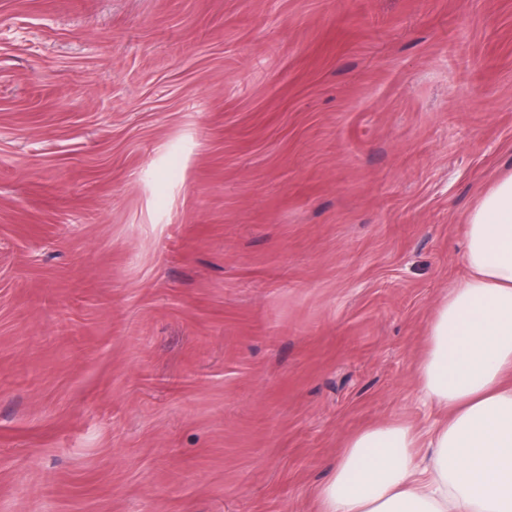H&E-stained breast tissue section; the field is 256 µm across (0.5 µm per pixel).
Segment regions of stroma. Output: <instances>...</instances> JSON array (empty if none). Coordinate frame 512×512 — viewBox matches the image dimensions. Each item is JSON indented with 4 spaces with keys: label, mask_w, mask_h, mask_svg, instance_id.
<instances>
[{
    "label": "stroma",
    "mask_w": 512,
    "mask_h": 512,
    "mask_svg": "<svg viewBox=\"0 0 512 512\" xmlns=\"http://www.w3.org/2000/svg\"><path fill=\"white\" fill-rule=\"evenodd\" d=\"M509 171L512 0H0V512H314Z\"/></svg>",
    "instance_id": "35a3bbf8"
}]
</instances>
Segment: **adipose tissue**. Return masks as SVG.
I'll return each instance as SVG.
<instances>
[{"label":"adipose tissue","mask_w":512,"mask_h":512,"mask_svg":"<svg viewBox=\"0 0 512 512\" xmlns=\"http://www.w3.org/2000/svg\"><path fill=\"white\" fill-rule=\"evenodd\" d=\"M464 262L418 366L439 421L356 433L316 491L318 512H512V173L468 212Z\"/></svg>","instance_id":"ef3b65f1"}]
</instances>
